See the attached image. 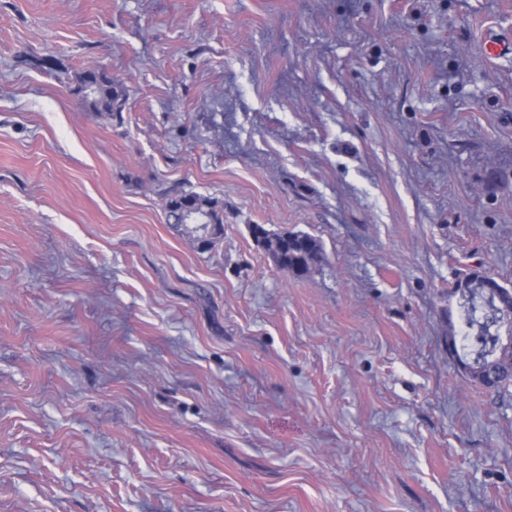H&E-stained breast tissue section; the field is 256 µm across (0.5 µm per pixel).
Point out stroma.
I'll use <instances>...</instances> for the list:
<instances>
[{
  "label": "stroma",
  "mask_w": 512,
  "mask_h": 512,
  "mask_svg": "<svg viewBox=\"0 0 512 512\" xmlns=\"http://www.w3.org/2000/svg\"><path fill=\"white\" fill-rule=\"evenodd\" d=\"M493 36L512 0H0V512H512V391L448 349L458 280L512 289ZM86 82H92L98 87V94L94 103L89 104L85 101L89 110L98 114H107L111 118L115 114L120 116L125 96L123 85L105 71L95 67H87L80 74L76 91L78 92L79 86ZM183 204L189 205L195 212H199V215L205 219L207 213L210 214L217 225L218 230L207 240V247L204 250H209L214 246L215 239L223 231L222 219L218 216L215 207L212 205L209 199L201 197L194 192H182L177 195L170 197L165 205L166 211L169 212V219L177 217V210L183 207ZM257 229L263 231L259 237ZM270 233L261 225H254L253 234L271 254L279 267L296 275L308 273L312 267L325 262V253L320 243L307 233Z\"/></svg>",
  "instance_id": "1"
}]
</instances>
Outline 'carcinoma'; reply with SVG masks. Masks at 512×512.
Returning a JSON list of instances; mask_svg holds the SVG:
<instances>
[{
	"mask_svg": "<svg viewBox=\"0 0 512 512\" xmlns=\"http://www.w3.org/2000/svg\"><path fill=\"white\" fill-rule=\"evenodd\" d=\"M86 82H92L98 87L94 103L88 105L90 111L111 117L122 112L125 91L121 83L95 67L86 68L78 77V84ZM185 204L203 218L211 215L219 225L218 232L207 240V248H212L218 233L223 231L222 219L215 207L210 200L194 192H182L167 200L165 208L169 217L177 216V210ZM258 241L265 246L281 269L292 274H306L311 268L325 262V253L320 243L307 233L278 234L265 229ZM458 312L462 354L478 363L488 361L498 349V321L493 301L475 288L470 294L460 298Z\"/></svg>",
	"mask_w": 512,
	"mask_h": 512,
	"instance_id": "cac0c4a2",
	"label": "carcinoma"
}]
</instances>
